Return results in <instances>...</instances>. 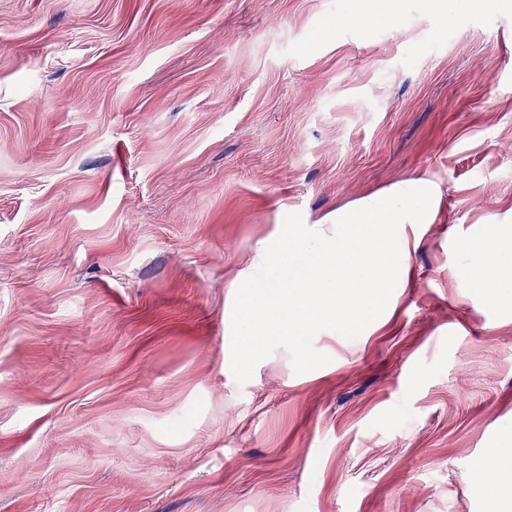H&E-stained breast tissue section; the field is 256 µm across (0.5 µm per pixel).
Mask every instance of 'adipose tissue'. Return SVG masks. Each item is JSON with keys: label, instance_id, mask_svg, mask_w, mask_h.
Here are the masks:
<instances>
[{"label": "adipose tissue", "instance_id": "ef3b65f1", "mask_svg": "<svg viewBox=\"0 0 512 512\" xmlns=\"http://www.w3.org/2000/svg\"><path fill=\"white\" fill-rule=\"evenodd\" d=\"M457 248L467 259L471 287L490 289L499 304L512 306V224L486 225L480 235L462 238ZM496 474L488 482V474ZM472 479L495 512H512V435L488 449Z\"/></svg>", "mask_w": 512, "mask_h": 512}]
</instances>
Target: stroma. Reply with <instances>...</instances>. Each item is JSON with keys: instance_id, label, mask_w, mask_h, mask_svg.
<instances>
[{"instance_id": "1", "label": "stroma", "mask_w": 512, "mask_h": 512, "mask_svg": "<svg viewBox=\"0 0 512 512\" xmlns=\"http://www.w3.org/2000/svg\"><path fill=\"white\" fill-rule=\"evenodd\" d=\"M354 2L0 0V512H489L512 308L454 244L512 220V6ZM416 180L395 306L238 383L250 254Z\"/></svg>"}]
</instances>
